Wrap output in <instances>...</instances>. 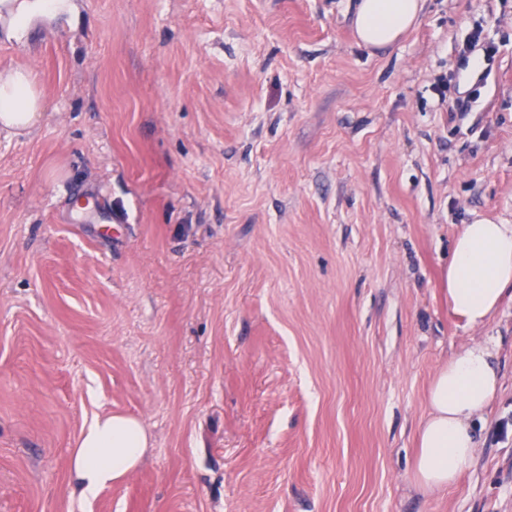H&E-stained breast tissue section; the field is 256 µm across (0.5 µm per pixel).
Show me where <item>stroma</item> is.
<instances>
[{"mask_svg": "<svg viewBox=\"0 0 512 512\" xmlns=\"http://www.w3.org/2000/svg\"><path fill=\"white\" fill-rule=\"evenodd\" d=\"M76 3L0 16L44 100L0 135V512H512V301L475 331L441 287L463 225L512 224V0H426L385 48L357 0ZM98 191L111 228L73 223ZM478 341L483 443L422 493L429 382ZM105 411L151 447L88 501ZM8 6L11 16L10 32L20 39L24 35L27 24L37 17L54 18L60 14L75 16L78 8L75 0H15Z\"/></svg>", "mask_w": 512, "mask_h": 512, "instance_id": "obj_1", "label": "stroma"}]
</instances>
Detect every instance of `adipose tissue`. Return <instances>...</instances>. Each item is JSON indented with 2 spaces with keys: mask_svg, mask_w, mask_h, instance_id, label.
<instances>
[{
  "mask_svg": "<svg viewBox=\"0 0 512 512\" xmlns=\"http://www.w3.org/2000/svg\"><path fill=\"white\" fill-rule=\"evenodd\" d=\"M424 0H359L353 26L361 45H392L419 18ZM75 0H13L9 30L23 37L30 20L70 16ZM42 97L26 68L0 72V130L18 135L42 119ZM448 310L466 328L486 327L503 300L512 298V224L463 225L454 238L442 274ZM502 387L487 345L475 343L453 353L435 372L427 412L416 430L412 476L418 490L441 492L472 465L481 442L478 425ZM150 446L142 421L131 415H95L70 458L84 499L136 471Z\"/></svg>",
  "mask_w": 512,
  "mask_h": 512,
  "instance_id": "ef3b65f1",
  "label": "adipose tissue"
}]
</instances>
